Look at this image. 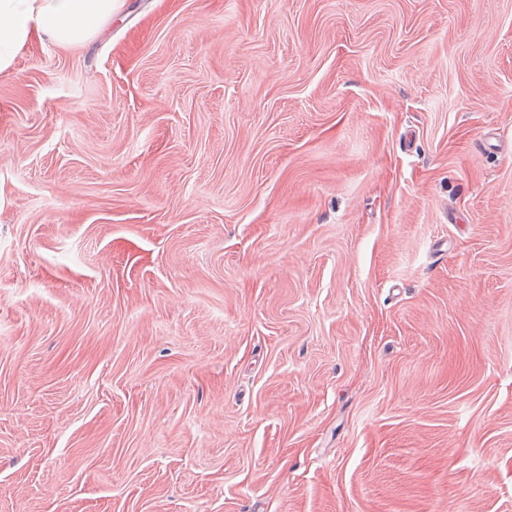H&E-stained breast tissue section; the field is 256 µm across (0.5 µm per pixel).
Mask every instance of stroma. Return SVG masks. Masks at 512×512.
Returning a JSON list of instances; mask_svg holds the SVG:
<instances>
[{
    "label": "stroma",
    "mask_w": 512,
    "mask_h": 512,
    "mask_svg": "<svg viewBox=\"0 0 512 512\" xmlns=\"http://www.w3.org/2000/svg\"><path fill=\"white\" fill-rule=\"evenodd\" d=\"M0 512H512V0L23 47Z\"/></svg>",
    "instance_id": "35a3bbf8"
}]
</instances>
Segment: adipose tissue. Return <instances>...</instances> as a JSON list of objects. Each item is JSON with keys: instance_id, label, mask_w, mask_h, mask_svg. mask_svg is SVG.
<instances>
[{"instance_id": "adipose-tissue-1", "label": "adipose tissue", "mask_w": 512, "mask_h": 512, "mask_svg": "<svg viewBox=\"0 0 512 512\" xmlns=\"http://www.w3.org/2000/svg\"><path fill=\"white\" fill-rule=\"evenodd\" d=\"M119 0H0V73L33 40L83 45L112 18Z\"/></svg>"}]
</instances>
